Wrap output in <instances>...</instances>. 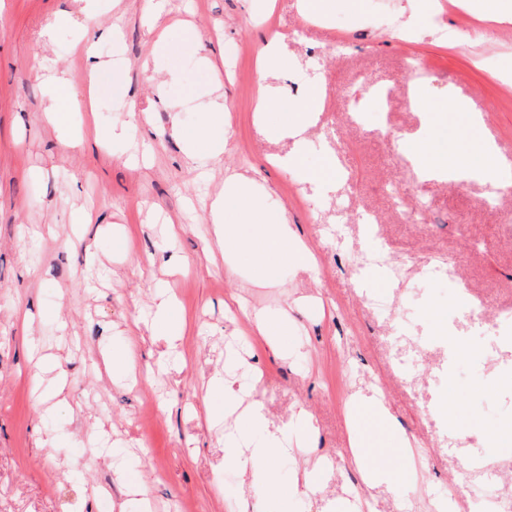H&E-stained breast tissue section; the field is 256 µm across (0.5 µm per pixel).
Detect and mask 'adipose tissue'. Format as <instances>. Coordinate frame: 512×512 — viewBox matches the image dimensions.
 Returning a JSON list of instances; mask_svg holds the SVG:
<instances>
[{
  "label": "adipose tissue",
  "instance_id": "obj_1",
  "mask_svg": "<svg viewBox=\"0 0 512 512\" xmlns=\"http://www.w3.org/2000/svg\"><path fill=\"white\" fill-rule=\"evenodd\" d=\"M286 68L279 43L268 42L258 70V108L263 111L271 107L285 113V120L274 124L272 130L292 139L293 150L281 159L280 166L297 172L307 150L305 132L312 124L313 112L320 109L321 98L317 89H309L301 108H293L269 82L274 70ZM427 175L445 176L456 182L485 179L503 190L512 187V165L506 164L498 149L486 140L475 148H462L430 164ZM212 220L218 240L233 242L236 247L233 256L227 259L229 275H236L239 262L244 261L254 271L253 283L273 286L283 266H308L315 261L311 248L291 229L285 211L265 209L254 197L251 181L244 175L236 174L225 180L223 194L212 204ZM209 390L223 394L225 411L237 417L234 430L224 435V461L237 471L244 501L257 506L272 498L284 500L299 493L314 495L321 491L326 474L324 464L305 467L300 477L286 488L271 468L275 457L292 453L293 443H304L314 432L307 412L299 413V431L292 437L287 430L270 429L261 401L254 398L242 402L239 390L226 379H214Z\"/></svg>",
  "mask_w": 512,
  "mask_h": 512
}]
</instances>
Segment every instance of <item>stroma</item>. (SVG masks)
<instances>
[{
	"mask_svg": "<svg viewBox=\"0 0 512 512\" xmlns=\"http://www.w3.org/2000/svg\"><path fill=\"white\" fill-rule=\"evenodd\" d=\"M144 0H94V21L119 25L120 41L102 37L96 52L120 92L98 94L84 109L88 75L73 51L88 25L84 0H0V512H141L120 489L124 469L143 483L153 512H237L238 473L224 463V439L212 419L232 427L209 382L227 376L256 388L269 420L289 427L299 411L313 418L309 447L274 460L281 481L306 463L330 464L321 493L302 495L292 512H323L325 501L352 498L362 485L350 464L348 435L357 428L372 465L393 467L389 484L372 489L376 512L447 493L457 470L449 436L485 448L499 427L492 407L512 395V374L481 360L479 322H512V188L473 180L458 187L424 179L413 148L448 152L471 135L461 113L441 117L447 95L482 116L481 137L512 164V24L484 37L483 23L459 0H326L319 19L300 15L297 0H162L160 15ZM423 25L460 35L440 44L399 37L406 11ZM69 23L51 42L40 38L55 15ZM278 36L297 66L274 78L282 94L310 85L324 106L308 131L309 181L282 171L277 158L293 142L256 120L257 62ZM169 51L153 55L157 39ZM224 53V117L213 126L224 151L187 158L172 121L195 127L206 118L214 84L201 57ZM42 56L45 79L31 75ZM150 61L152 74L141 71ZM63 77L71 103L58 124L42 110L46 78ZM382 97L366 119L353 105ZM430 109L413 111L415 94ZM147 111L138 130L122 133L131 110ZM338 167L336 192L317 183ZM243 173L262 205L286 210L296 235L313 248L316 267H283L272 287H242L227 276L211 204L225 179ZM408 187L403 201L389 194ZM492 206H483V199ZM376 219L401 277L362 291L363 216ZM166 290L185 317L172 339L152 323ZM388 302L385 314L371 297ZM289 313L287 354L247 336L243 308ZM438 310L465 337L467 363H449L427 319ZM403 336L421 353L398 365ZM126 349L131 376L114 373L103 354ZM249 367L225 371L229 351ZM59 361L65 388L51 396L42 357ZM165 360L156 368V360ZM381 388L399 429L392 434L371 409L350 407L353 393ZM446 398L456 420L428 421L424 405ZM105 449L93 459L89 423ZM221 426V427H222ZM424 451L407 458L402 446Z\"/></svg>",
	"mask_w": 512,
	"mask_h": 512,
	"instance_id": "stroma-1",
	"label": "stroma"
}]
</instances>
